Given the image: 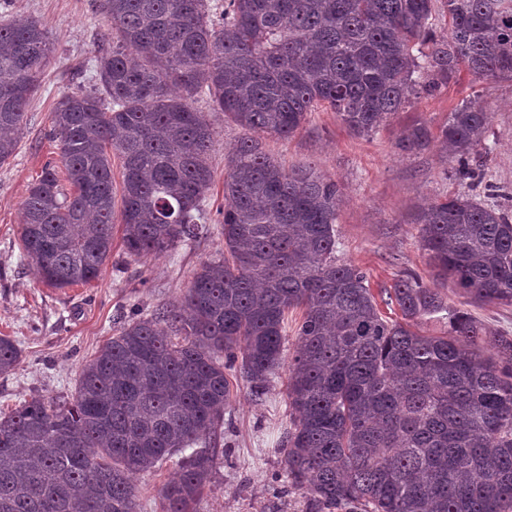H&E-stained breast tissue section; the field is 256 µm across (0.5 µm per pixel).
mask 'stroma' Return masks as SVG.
<instances>
[{
	"instance_id": "35a3bbf8",
	"label": "stroma",
	"mask_w": 512,
	"mask_h": 512,
	"mask_svg": "<svg viewBox=\"0 0 512 512\" xmlns=\"http://www.w3.org/2000/svg\"><path fill=\"white\" fill-rule=\"evenodd\" d=\"M102 3L0 0V16L39 21L53 47L41 88L26 107L18 149L0 164V335L15 338L22 349L20 366L0 376V408L34 396L70 397L82 364L118 332L132 305L156 309L177 304L194 270L224 248L218 211L224 206L225 148L244 131L200 97L195 107L205 113L216 135L209 159L213 184L205 202L207 233L142 261L127 257L121 243H114L97 281L63 289L38 281L23 255L21 204L45 164L58 157L49 138L55 103L64 92L94 81L97 44L107 28ZM473 98L492 115L484 144L472 155L484 164L482 183L456 179V162L439 145L411 154L396 149L406 125L421 120L438 129L449 112ZM264 146L286 166L311 162L336 180L342 193L336 223L339 255L365 272L382 302V315L395 321L400 312L384 305L385 288L405 271L428 274L413 215L451 193L478 194L501 204L512 195V80L479 79L463 70L446 87L413 100L374 135H355L336 113L321 110L290 138L268 136ZM286 378V372L276 374L260 398L241 379L232 378L218 466L196 512H304L305 498L288 483L278 450L288 424ZM177 472L172 459L133 475L138 512H163L160 489Z\"/></svg>"
}]
</instances>
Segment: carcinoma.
<instances>
[{
	"label": "carcinoma",
	"mask_w": 512,
	"mask_h": 512,
	"mask_svg": "<svg viewBox=\"0 0 512 512\" xmlns=\"http://www.w3.org/2000/svg\"><path fill=\"white\" fill-rule=\"evenodd\" d=\"M433 2L105 0L94 84L56 102L59 159L22 205L24 255L62 289L100 277L118 226L134 260L204 232L216 139L191 105L201 94L247 131L225 154L224 252L200 264L179 303L135 307L70 399L0 411V512H137L131 475L175 455L164 512H195L216 465L227 371L260 398L283 367L280 447L306 512H512V336L438 288L449 281L471 304L512 307V213L468 194L418 210L432 283L399 275L384 303L402 320L389 322L366 275L336 257V181L312 164L286 167L262 142L322 107L373 135L462 68L512 80V0H443L441 39ZM51 54L38 22L0 20V163L18 148ZM490 123L465 101L436 134L405 128L396 148L438 142L458 178L480 181L469 158ZM297 309L299 348L286 362ZM438 315L445 335L417 331ZM21 360L17 341L0 336V375Z\"/></svg>",
	"instance_id": "obj_1"
}]
</instances>
